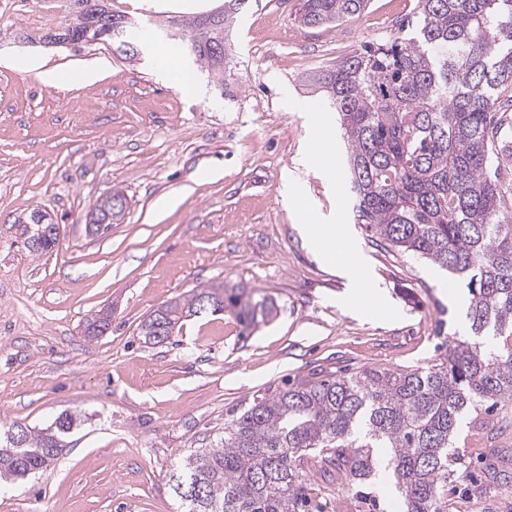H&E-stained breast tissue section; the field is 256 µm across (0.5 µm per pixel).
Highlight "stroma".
Returning a JSON list of instances; mask_svg holds the SVG:
<instances>
[{"label": "stroma", "mask_w": 512, "mask_h": 512, "mask_svg": "<svg viewBox=\"0 0 512 512\" xmlns=\"http://www.w3.org/2000/svg\"><path fill=\"white\" fill-rule=\"evenodd\" d=\"M25 8L0 0V427H45L62 412L84 422L48 469L0 485V512H179L176 462L208 446L225 422L283 383L324 371L427 366L467 338L460 291L446 270L381 246L356 224L346 152L335 112L304 86L366 42L383 43L418 0H370L332 28L297 21L300 0H251L230 33L223 76L179 54L167 69L145 45L126 59L112 45H44ZM109 11L158 35L160 23L219 10L224 0H106ZM69 74L101 65L89 85L42 83L28 62ZM199 92L185 93L181 66ZM333 141L317 164L318 132ZM121 189L119 224L86 229L96 200ZM299 191L301 203L288 195ZM167 195L180 202L162 212ZM347 224L382 295L348 308L346 281L320 258L298 216ZM58 224L52 252L23 245L34 210ZM222 280L273 301L274 320L250 336L228 313L184 321L171 343L146 347L139 325L173 297ZM111 308L112 325L84 327ZM459 434L472 480L463 512H482V479L512 457V404L482 426L466 414Z\"/></svg>", "instance_id": "obj_1"}]
</instances>
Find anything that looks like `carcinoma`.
Returning <instances> with one entry per match:
<instances>
[{
  "label": "carcinoma",
  "mask_w": 512,
  "mask_h": 512,
  "mask_svg": "<svg viewBox=\"0 0 512 512\" xmlns=\"http://www.w3.org/2000/svg\"><path fill=\"white\" fill-rule=\"evenodd\" d=\"M249 0L178 22L180 42L224 76L236 15ZM369 0H301L305 27L360 14ZM76 44H117L104 25L73 26ZM338 114L349 153L353 216L371 237L457 275L469 294L470 335L426 367L313 374L256 399L224 423L223 434L180 461L174 485L183 512H309L306 486H357L336 512H377L368 485L392 479L405 512H460L448 484L463 478L459 424L469 411L512 403V191L499 180L512 149L502 139L512 110V0H418L416 19L388 42L367 44L314 74ZM119 189L97 201L93 232L121 220ZM29 251H52L59 227L22 225ZM203 295L223 300L248 336L273 319L275 305L239 283L220 281L162 304L140 324L147 346L170 341L181 319L202 313ZM111 325L103 314L85 332ZM77 415L44 428L0 431V481L44 471L67 446ZM201 495L182 498L181 482Z\"/></svg>",
  "instance_id": "obj_1"
}]
</instances>
